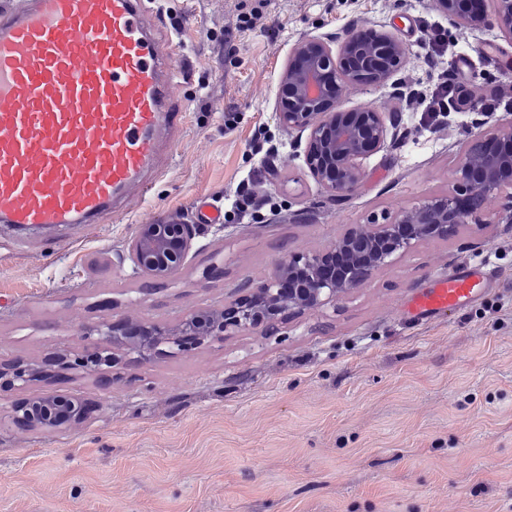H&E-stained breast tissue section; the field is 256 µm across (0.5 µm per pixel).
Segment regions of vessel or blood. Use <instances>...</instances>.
<instances>
[{"label":"vessel or blood","mask_w":512,"mask_h":512,"mask_svg":"<svg viewBox=\"0 0 512 512\" xmlns=\"http://www.w3.org/2000/svg\"><path fill=\"white\" fill-rule=\"evenodd\" d=\"M145 0H0V224H95L161 173L179 132L172 39L148 34ZM496 280L467 265L417 295L413 318L469 305Z\"/></svg>","instance_id":"vessel-or-blood-1"}]
</instances>
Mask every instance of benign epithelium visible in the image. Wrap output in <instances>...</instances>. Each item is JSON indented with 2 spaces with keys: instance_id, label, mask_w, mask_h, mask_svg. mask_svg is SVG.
<instances>
[{
  "instance_id": "1",
  "label": "benign epithelium",
  "mask_w": 512,
  "mask_h": 512,
  "mask_svg": "<svg viewBox=\"0 0 512 512\" xmlns=\"http://www.w3.org/2000/svg\"><path fill=\"white\" fill-rule=\"evenodd\" d=\"M448 25L471 31L498 30L512 38V0H435ZM404 43L394 34L358 26L340 34L313 35L293 45L279 76L275 118L290 133H307L305 162L315 183L344 200L362 184L364 161L392 143L399 113L374 106L345 109L344 92L390 88L406 104L412 92L392 81L406 64ZM468 138L457 149L452 191L399 211L385 224H356L330 246L285 255L269 278L248 282L247 293L221 310H198L175 326L134 320L103 322L93 332L86 364H112L109 347L141 360L185 351L228 333L274 330L290 314L318 311L365 284L380 268L422 240H446L467 224L512 223V118L474 107ZM500 202L493 220L479 218L481 206ZM200 225L178 214L139 224L127 242L133 270L156 283L170 280L190 259ZM26 384L49 374L34 364H0V376ZM91 406L79 397L44 396L16 409L17 421L56 429L82 421Z\"/></svg>"
}]
</instances>
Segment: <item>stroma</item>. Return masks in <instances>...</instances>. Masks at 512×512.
I'll return each mask as SVG.
<instances>
[{
  "instance_id": "1",
  "label": "stroma",
  "mask_w": 512,
  "mask_h": 512,
  "mask_svg": "<svg viewBox=\"0 0 512 512\" xmlns=\"http://www.w3.org/2000/svg\"><path fill=\"white\" fill-rule=\"evenodd\" d=\"M177 44L172 95L188 109L148 200L102 224H0V361L81 357L104 320L174 325L242 295L278 260L384 223L452 187L467 137L459 110L401 112L398 138L335 201L304 163L300 134L274 116L297 41L350 23L405 44L399 81L428 94L461 77L481 97L512 84V40L460 35L433 0H155ZM439 28L428 67L417 36ZM248 183L258 205L232 202ZM205 200L208 224L174 279L119 263L137 225ZM501 276L475 303L426 322L413 296L464 264ZM66 370L0 386V512H512V224L424 240L360 288L277 331L246 330L176 355ZM51 394L96 403L81 424L23 428L15 403Z\"/></svg>"
}]
</instances>
